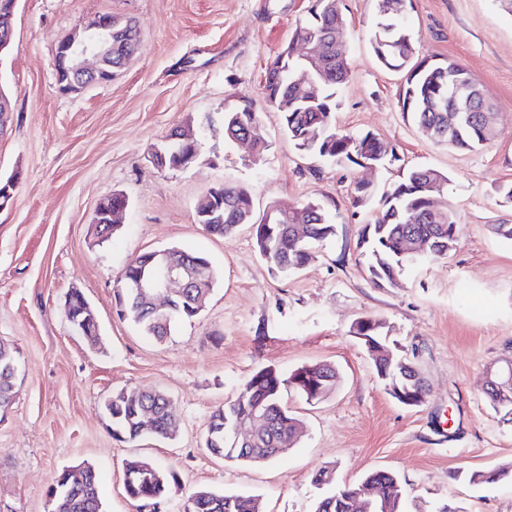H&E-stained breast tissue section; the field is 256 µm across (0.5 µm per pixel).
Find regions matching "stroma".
Returning <instances> with one entry per match:
<instances>
[{
    "mask_svg": "<svg viewBox=\"0 0 512 512\" xmlns=\"http://www.w3.org/2000/svg\"><path fill=\"white\" fill-rule=\"evenodd\" d=\"M312 0H19L0 86L13 110L0 119V175L15 176L0 209V341L18 351L16 397L0 417V512H47L60 471L82 462L100 475L104 512H137L124 490L126 465L151 460L176 484L155 512H183L204 486L257 496L262 512H311L312 478L324 467L353 485L372 470L395 473L406 512H512V478L474 485L467 472L512 463V423L502 422L483 386L512 359V12L500 0H412L406 12L418 58L448 59L494 104V135L479 148L426 138L402 107L401 73L378 62L371 36L375 0H343L349 80L336 97V125L393 146L372 169L312 159L283 134L267 106L266 69L305 20ZM132 19L135 56L112 81L78 94L59 90V40L98 16ZM250 98L268 148L224 139V111ZM203 136L200 159L181 170L149 160L176 127ZM447 173L458 246L443 259L418 257L399 286H375L358 246L378 198L413 167ZM372 198L355 204L354 185ZM245 186L255 213L275 201L318 200L336 234L298 272L271 271L250 225L233 238L196 219L199 199L220 184ZM128 199L119 232L92 244L99 202ZM169 247L206 256L218 279L205 308L165 342L142 336L117 313L114 282L141 254ZM80 289L99 323L100 343L75 334L64 316ZM362 317L382 320L421 372L428 395L407 407L385 390L352 334ZM330 363L339 384L310 404L289 393L304 423L287 454L239 465L204 446L212 413L265 366L282 372ZM160 389L177 416L169 439L118 440L104 402L120 391Z\"/></svg>",
    "mask_w": 512,
    "mask_h": 512,
    "instance_id": "35a3bbf8",
    "label": "stroma"
}]
</instances>
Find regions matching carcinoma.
<instances>
[{"label":"carcinoma","mask_w":512,"mask_h":512,"mask_svg":"<svg viewBox=\"0 0 512 512\" xmlns=\"http://www.w3.org/2000/svg\"><path fill=\"white\" fill-rule=\"evenodd\" d=\"M347 22L340 0H314L309 18L296 26L293 37L303 41L315 39L324 43L316 68L311 70L308 92L299 94L292 85L293 71L280 64L275 57L270 65L272 73L281 77L269 84L270 97L288 105L277 109L281 128L294 141L298 150L322 159L337 162L358 163L365 158V152L375 148L384 154L393 152L384 141L368 135L352 137L336 128V96L339 88L350 76V64L344 55V46L336 44V35L346 29ZM375 31L381 38L373 39L372 48L379 62L391 70L405 72L402 89L403 108L412 113L418 128L437 144L472 148L488 140L485 132L483 110L488 108L485 99L474 93L470 125L457 132L450 126L448 117V96L451 95L456 76L468 74L456 64L442 60L427 67L413 62L415 48L407 29L403 26L401 14L377 13ZM260 112H242L235 106L224 111V133L227 140L241 133H248L252 125L259 123ZM436 181L439 186L448 185L447 174L433 168L419 167L409 171L392 190L383 193L379 199L378 213L373 222L365 225L359 236V247L367 258V272L380 288L393 286L402 275L410 257H398L399 245L412 237L427 242L428 256L445 258L456 249L457 241L448 227L455 224L450 208L431 214L425 194L419 187ZM270 206L279 209L281 223L276 225L278 239L272 241L265 232V225L250 207L249 192L237 185H224L223 202L210 205L209 216L197 217L198 223L206 224L208 231L219 237L231 238L243 224L256 225L254 240L260 256L270 269L278 274L288 275L303 267L310 255L300 251L297 240L304 239L306 248L336 234V225L324 213L315 200L290 204L274 201ZM116 303L122 306L124 317L132 321L146 338L162 342L171 335L176 321L192 319L198 315L196 302L200 289L187 288L182 297L172 298V307L165 313H156L145 305L132 289L126 287V278L118 277L115 284ZM70 316L80 324L95 327L92 318L85 311L84 302L76 297L71 301ZM314 374L322 378L324 393L336 389L339 374L329 363L314 365ZM16 351L9 344L0 341V412H5L15 398ZM289 376L272 367L256 371L243 385L238 395L224 406L217 408L210 417L205 447L219 458L233 463H265L282 453V446L292 441L299 427L283 400L288 391ZM112 407L113 432L117 436L135 441L148 434L156 438L172 437L171 420L174 419L172 405L167 394L159 389L141 392H119L108 399ZM154 416V427L146 432L141 428L143 412ZM264 413L268 426L250 447L248 452L230 453L225 440L229 431L217 435L225 427V421L239 424L250 422L253 413ZM512 476V468L504 467L496 472L472 471L468 481L475 485L494 483ZM363 481L376 490L378 499L385 502L384 512H404L401 495L394 493L399 486L398 478L390 472L374 470ZM176 475L165 471L149 460H140L130 465L125 472L124 488L127 496L139 503L156 504L164 499ZM357 486L344 485L335 488L334 493L320 498L313 512H376L375 507H363L357 498ZM191 512H256V499L251 495L217 492L208 487L193 491ZM53 512H104L100 498L99 475L89 472L85 483L76 490L58 496L52 506Z\"/></svg>","instance_id":"obj_1"}]
</instances>
